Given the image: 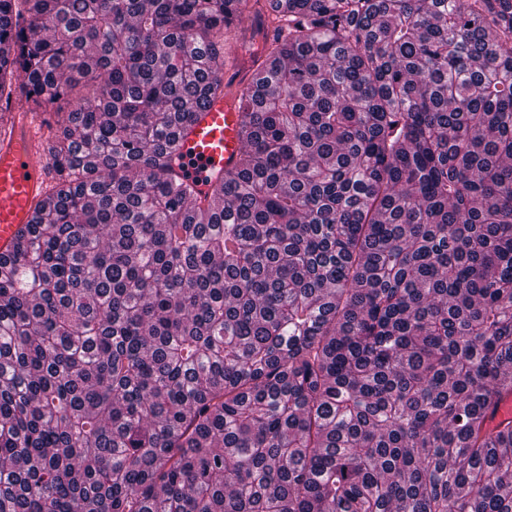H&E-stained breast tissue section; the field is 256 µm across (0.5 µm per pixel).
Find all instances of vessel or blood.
Here are the masks:
<instances>
[{
	"instance_id": "obj_1",
	"label": "vessel or blood",
	"mask_w": 512,
	"mask_h": 512,
	"mask_svg": "<svg viewBox=\"0 0 512 512\" xmlns=\"http://www.w3.org/2000/svg\"><path fill=\"white\" fill-rule=\"evenodd\" d=\"M10 133L0 136V255H9L19 230L51 201V180L41 155L46 127L41 115L18 106ZM241 113L223 98L197 109L178 135L179 153L197 176L195 190L210 193L242 148Z\"/></svg>"
}]
</instances>
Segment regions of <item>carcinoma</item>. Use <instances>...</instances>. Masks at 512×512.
Here are the masks:
<instances>
[{
  "instance_id": "carcinoma-1",
  "label": "carcinoma",
  "mask_w": 512,
  "mask_h": 512,
  "mask_svg": "<svg viewBox=\"0 0 512 512\" xmlns=\"http://www.w3.org/2000/svg\"><path fill=\"white\" fill-rule=\"evenodd\" d=\"M242 3L0 0V134L87 89L0 258V512H512V0ZM228 99L210 100L179 131L178 152L186 169L199 178L195 190L201 196L211 193L242 148L241 113Z\"/></svg>"
}]
</instances>
